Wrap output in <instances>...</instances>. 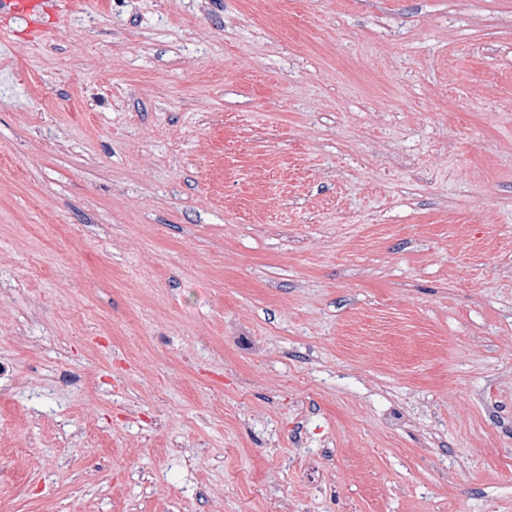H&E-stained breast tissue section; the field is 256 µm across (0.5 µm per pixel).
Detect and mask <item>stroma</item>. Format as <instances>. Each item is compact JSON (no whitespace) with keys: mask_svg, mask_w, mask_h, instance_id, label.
Here are the masks:
<instances>
[{"mask_svg":"<svg viewBox=\"0 0 512 512\" xmlns=\"http://www.w3.org/2000/svg\"><path fill=\"white\" fill-rule=\"evenodd\" d=\"M0 17V512H512V0Z\"/></svg>","mask_w":512,"mask_h":512,"instance_id":"35a3bbf8","label":"stroma"}]
</instances>
